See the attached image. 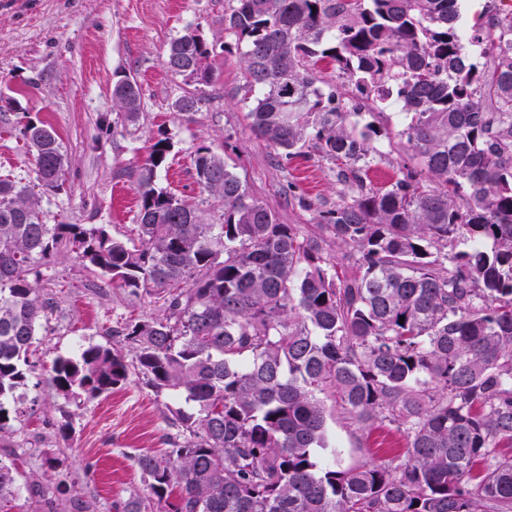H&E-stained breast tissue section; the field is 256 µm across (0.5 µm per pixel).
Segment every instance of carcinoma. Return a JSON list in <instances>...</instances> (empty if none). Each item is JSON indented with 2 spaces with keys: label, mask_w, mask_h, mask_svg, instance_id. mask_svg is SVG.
I'll return each instance as SVG.
<instances>
[{
  "label": "carcinoma",
  "mask_w": 512,
  "mask_h": 512,
  "mask_svg": "<svg viewBox=\"0 0 512 512\" xmlns=\"http://www.w3.org/2000/svg\"><path fill=\"white\" fill-rule=\"evenodd\" d=\"M231 2L224 26L251 132L287 159L317 151L356 193L317 209L309 229L282 224L200 148L196 183L224 204V222L207 224L158 186L171 148L159 139L133 173L135 244L105 226L45 224L42 195L1 179L0 439L26 413L16 391L53 310L42 268L69 248L160 315L103 331L128 343L133 364L84 345L54 358L48 388L95 398L132 366L192 407L174 411L188 435L139 454L148 483L122 512H512V7L491 0L470 20L460 0ZM209 55L189 30L166 66L207 85ZM325 59L334 81L314 72ZM112 99L138 119L137 81L117 80ZM204 103L186 91L175 108ZM394 103L406 118L398 145L417 167L376 189L370 117ZM22 136L43 195L61 191L55 129L30 121ZM327 399L363 432L395 426L405 446L340 468ZM19 492L0 459V509Z\"/></svg>",
  "instance_id": "carcinoma-1"
}]
</instances>
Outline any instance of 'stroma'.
Listing matches in <instances>:
<instances>
[{
  "instance_id": "35a3bbf8",
  "label": "stroma",
  "mask_w": 512,
  "mask_h": 512,
  "mask_svg": "<svg viewBox=\"0 0 512 512\" xmlns=\"http://www.w3.org/2000/svg\"><path fill=\"white\" fill-rule=\"evenodd\" d=\"M228 0H0V97L10 105L0 111V177L30 179L34 157L20 130L27 121L50 124L68 159L60 193L42 202L47 224L106 226L114 238L126 239L136 222L138 199L131 173L149 146L169 138L172 148L160 186L202 211L207 223L224 220V207L201 190L193 158L206 146L224 154L250 193L267 203L284 224H313L317 206L332 205L342 189L332 163L314 151L284 158L256 138L245 120L242 64L224 32ZM194 30L210 50V82L199 112L186 116L174 106L177 97L196 91L194 82L166 67L171 39ZM141 87L142 110L136 123L120 121L112 87L120 76ZM381 159L369 173L373 186L384 187L413 166L402 148H390L402 125L396 108L375 118ZM308 198L314 209L300 205ZM42 284L56 310L41 332L32 357L36 370L23 398H36L32 411L11 424L0 459L14 463L21 478L43 485L46 497L30 492L12 503L11 512H119L131 493L141 491L146 475L136 454L164 453L176 433V401L148 388L140 375L109 395L68 401L44 380L56 355H70L76 342L99 343L129 354L126 343L106 336L105 328L121 317H154L147 298L107 287L68 250L43 269ZM69 421L68 437L54 423ZM341 467L383 459L404 447L403 434L383 427L362 439L357 425L337 413L327 417ZM57 460L55 468L46 456Z\"/></svg>"
}]
</instances>
